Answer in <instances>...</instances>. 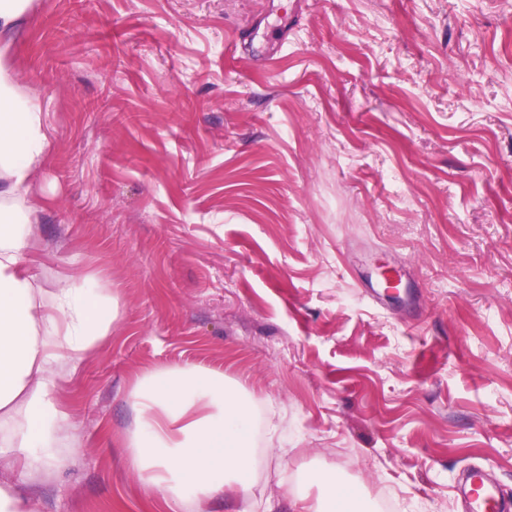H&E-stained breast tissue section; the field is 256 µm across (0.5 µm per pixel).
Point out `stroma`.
Instances as JSON below:
<instances>
[{"mask_svg":"<svg viewBox=\"0 0 512 512\" xmlns=\"http://www.w3.org/2000/svg\"><path fill=\"white\" fill-rule=\"evenodd\" d=\"M5 61L49 138L24 263L121 299L37 512H235L125 463L132 379L186 364L252 395L276 512L312 469L375 512H461L471 465L512 497V0H35Z\"/></svg>","mask_w":512,"mask_h":512,"instance_id":"stroma-1","label":"stroma"}]
</instances>
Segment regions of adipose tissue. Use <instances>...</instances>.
<instances>
[{"instance_id":"ef3b65f1","label":"adipose tissue","mask_w":512,"mask_h":512,"mask_svg":"<svg viewBox=\"0 0 512 512\" xmlns=\"http://www.w3.org/2000/svg\"><path fill=\"white\" fill-rule=\"evenodd\" d=\"M32 8L33 0H0V54L22 36ZM47 149L38 97L21 93L0 64V462L16 470L0 481V512H36L38 478L69 427L49 382L110 335L120 309L118 296L89 281L63 283L44 300L24 267L29 193ZM129 399L137 426L125 461L146 495L181 505L225 491L249 500L256 418L238 382L203 366L169 367L137 376ZM292 500L299 512L366 507L359 488L332 470L311 472Z\"/></svg>"}]
</instances>
